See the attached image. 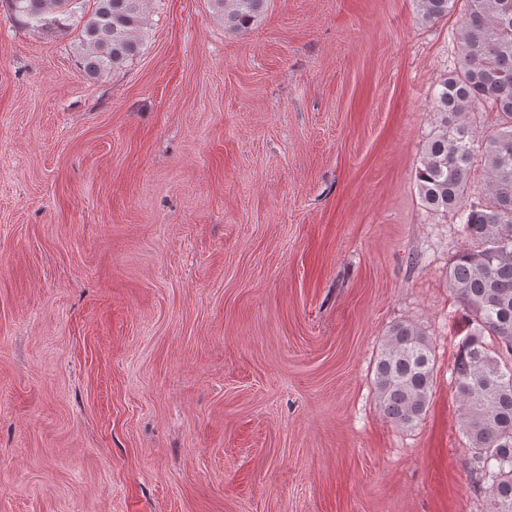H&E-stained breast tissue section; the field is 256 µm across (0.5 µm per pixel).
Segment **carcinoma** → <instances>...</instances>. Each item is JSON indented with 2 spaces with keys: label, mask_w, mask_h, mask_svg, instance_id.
<instances>
[{
  "label": "carcinoma",
  "mask_w": 512,
  "mask_h": 512,
  "mask_svg": "<svg viewBox=\"0 0 512 512\" xmlns=\"http://www.w3.org/2000/svg\"><path fill=\"white\" fill-rule=\"evenodd\" d=\"M230 30L259 20L266 0H212ZM434 21L456 0H417ZM15 18L37 27L81 25L84 73L102 77L137 55L147 28V0H8ZM463 61L434 93L440 122L416 171L421 205L452 211L469 241L448 268V288L466 312V333L451 370L472 449L468 469L489 494L490 512H512V0H465ZM486 102L498 123L480 143L488 173L484 198L464 200L475 139L465 115ZM435 356L416 327L393 325L375 363L383 413L413 427L426 416Z\"/></svg>",
  "instance_id": "cac0c4a2"
}]
</instances>
